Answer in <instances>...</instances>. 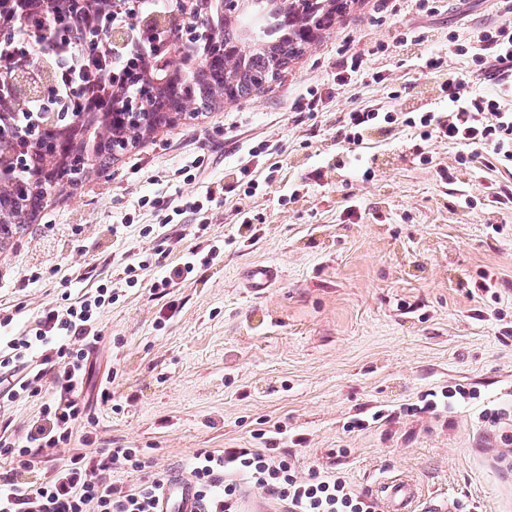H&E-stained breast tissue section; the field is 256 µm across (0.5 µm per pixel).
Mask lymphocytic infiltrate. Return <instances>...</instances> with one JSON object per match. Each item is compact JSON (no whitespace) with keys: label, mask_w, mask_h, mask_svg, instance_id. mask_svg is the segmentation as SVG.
<instances>
[{"label":"lymphocytic infiltrate","mask_w":512,"mask_h":512,"mask_svg":"<svg viewBox=\"0 0 512 512\" xmlns=\"http://www.w3.org/2000/svg\"><path fill=\"white\" fill-rule=\"evenodd\" d=\"M508 22L479 29L469 39L473 65L448 73L439 87L444 112L395 113L369 101L344 113L336 129L337 142L359 146L365 134L380 124L417 130L422 141L441 140L472 147L496 161L512 163V0H506ZM66 18L42 13L11 22L9 36L30 61L52 55L69 42ZM496 78L495 93L476 89L481 77ZM73 112L101 110L99 100L87 97L73 67L59 73L46 97L32 104ZM114 296L107 289L82 296L65 306L45 308L34 326L0 345V401L13 402L41 394L52 383V397L26 429L23 440L0 436V456L12 465L0 472V512H157V496L169 476L154 471L151 478L131 486L112 482V471H140L147 463L132 448L76 449L41 481L27 480L45 450L70 445L75 427L87 415L83 399L91 350L102 336L97 318ZM246 476L253 489L283 503L287 512H376L374 502L355 492L338 472L311 470L297 475L288 451L274 448L199 449L189 476L204 512H240L242 497L237 476Z\"/></svg>","instance_id":"obj_1"}]
</instances>
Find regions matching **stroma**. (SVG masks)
Masks as SVG:
<instances>
[{
  "label": "stroma",
  "mask_w": 512,
  "mask_h": 512,
  "mask_svg": "<svg viewBox=\"0 0 512 512\" xmlns=\"http://www.w3.org/2000/svg\"><path fill=\"white\" fill-rule=\"evenodd\" d=\"M502 20L496 0H440L431 13L415 0H353L270 88L160 127L108 172L56 191L1 244L0 337L29 329L62 293L77 298L119 280L127 255L166 254L102 310L89 417L70 447L48 450L42 470L89 442L147 448L156 468L182 473L198 449L260 448L258 430L277 427L300 475L339 471L373 495L407 473L427 501L449 499L455 512H512V457L499 460L479 417L512 408V208L487 205L483 193L491 183L512 189V175L457 144L432 143L431 163H421L414 135L397 126L367 134L362 168L336 142L341 113L367 101L447 111L434 100L440 75L423 73L419 57L439 48L449 70L464 67L451 37ZM404 33L414 42L403 44ZM344 49L363 56L366 73L340 86ZM377 71L379 84L370 78ZM310 89L321 92L322 110L297 114ZM262 139L272 146L258 165L269 188L226 194L204 217L184 215L171 237L146 235L158 218L138 209L141 197L204 195L229 180L243 146ZM461 155L455 183L444 184L440 168ZM195 159L204 175L183 180L179 168ZM241 207L253 228L239 224ZM199 238L219 246V257L161 298L154 280ZM257 265L281 271L259 292L246 284ZM170 299L179 307L172 317ZM111 372L114 396L104 404L97 386ZM458 385L476 399L436 417L400 416L423 393ZM379 409L387 420L372 421ZM357 419L363 430H351Z\"/></svg>",
  "instance_id": "1"
}]
</instances>
